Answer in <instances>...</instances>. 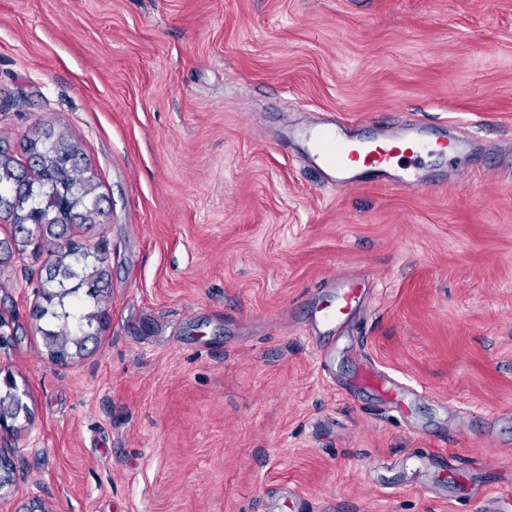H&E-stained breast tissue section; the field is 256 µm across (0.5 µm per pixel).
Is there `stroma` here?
Segmentation results:
<instances>
[{
  "label": "stroma",
  "mask_w": 512,
  "mask_h": 512,
  "mask_svg": "<svg viewBox=\"0 0 512 512\" xmlns=\"http://www.w3.org/2000/svg\"><path fill=\"white\" fill-rule=\"evenodd\" d=\"M467 138L468 176L323 189L286 125ZM81 148L109 320L53 362L0 262V512H476L512 490V0H0V147ZM370 283L311 336L331 277ZM403 390L352 388L360 359ZM438 465L414 472L415 456Z\"/></svg>",
  "instance_id": "stroma-1"
}]
</instances>
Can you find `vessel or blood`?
I'll list each match as a JSON object with an SVG mask.
<instances>
[{
  "mask_svg": "<svg viewBox=\"0 0 512 512\" xmlns=\"http://www.w3.org/2000/svg\"><path fill=\"white\" fill-rule=\"evenodd\" d=\"M298 134L308 144L306 159L317 171L321 187L329 189L379 183L399 191H412L425 181L426 157L439 155L456 167L465 163L454 142L447 138L429 139L413 124L396 134L366 139L353 135L349 125L330 119L303 125ZM358 295L355 288L342 292L336 307L321 314L320 324H343Z\"/></svg>",
  "mask_w": 512,
  "mask_h": 512,
  "instance_id": "obj_1",
  "label": "vessel or blood"
}]
</instances>
